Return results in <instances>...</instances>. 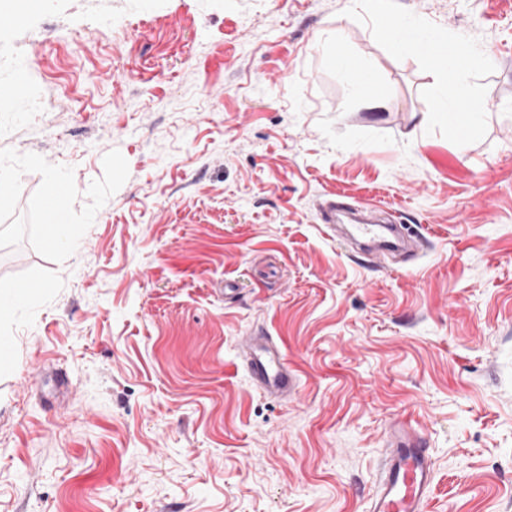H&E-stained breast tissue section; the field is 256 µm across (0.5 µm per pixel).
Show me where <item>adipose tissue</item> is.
<instances>
[{
    "instance_id": "obj_1",
    "label": "adipose tissue",
    "mask_w": 512,
    "mask_h": 512,
    "mask_svg": "<svg viewBox=\"0 0 512 512\" xmlns=\"http://www.w3.org/2000/svg\"><path fill=\"white\" fill-rule=\"evenodd\" d=\"M366 2L374 14L386 19L383 35L393 50L419 49L434 66L442 84V94L434 101L432 109L447 114L449 133L458 145H465L480 115L487 110L486 103L477 98L465 79L467 71L476 66V58L468 49L448 46L446 38L434 32L414 40L407 35L402 20L388 16L386 0Z\"/></svg>"
}]
</instances>
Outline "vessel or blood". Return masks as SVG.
<instances>
[{
    "label": "vessel or blood",
    "mask_w": 512,
    "mask_h": 512,
    "mask_svg": "<svg viewBox=\"0 0 512 512\" xmlns=\"http://www.w3.org/2000/svg\"><path fill=\"white\" fill-rule=\"evenodd\" d=\"M319 213L328 234L340 241L349 240L350 253L355 257L410 247L423 252L429 246L422 234H406L405 223L391 220L390 208L382 205L363 203L353 208L336 198L323 201ZM240 358L261 393L276 399L296 394V376L273 337L264 333L248 336ZM435 468L433 452L422 446L416 429L404 421L390 423L376 491L367 512H424Z\"/></svg>",
    "instance_id": "obj_1"
}]
</instances>
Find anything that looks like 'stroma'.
<instances>
[{"label": "stroma", "instance_id": "1", "mask_svg": "<svg viewBox=\"0 0 512 512\" xmlns=\"http://www.w3.org/2000/svg\"><path fill=\"white\" fill-rule=\"evenodd\" d=\"M389 10L483 57L467 148L434 69L352 0H38L0 27V81L25 69L0 292L35 288L5 331L0 512H365L396 418L434 453L425 512H512V0ZM52 173L68 247L40 232ZM336 195L429 252L350 257L317 210ZM258 329L293 399L241 367Z\"/></svg>", "mask_w": 512, "mask_h": 512}]
</instances>
